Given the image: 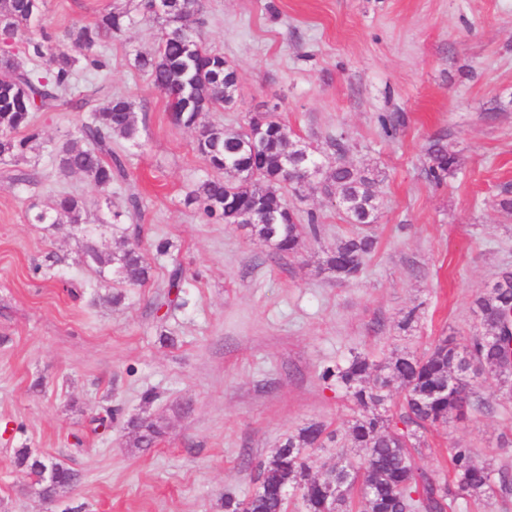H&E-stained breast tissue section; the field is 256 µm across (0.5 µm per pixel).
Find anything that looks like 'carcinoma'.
Segmentation results:
<instances>
[{
  "mask_svg": "<svg viewBox=\"0 0 512 512\" xmlns=\"http://www.w3.org/2000/svg\"><path fill=\"white\" fill-rule=\"evenodd\" d=\"M159 12L168 22L157 47L135 56L136 67L147 73L154 86L171 99V110L179 113V126L196 132L197 141L207 146L203 158L219 174L239 173L234 182L217 176L201 181L186 197L203 217L214 223L243 224L251 233L270 244L281 256L298 251L302 231L316 238L319 224L308 215L307 227L296 223V213L285 195L287 186L301 184V175L288 174L283 154L295 145L288 126L266 114L261 117L255 142L243 130L200 124L201 114L229 107L235 102L237 75L225 67L224 56L207 50L185 21L200 10L199 0H159ZM44 0H0V37H24L32 60L43 69L30 67L13 56L0 58V157L24 161L40 138L33 113L48 111L68 98L78 112L87 116L77 123L58 152L61 174L85 176L103 196L112 190L114 175L123 173L119 157L112 156V138L137 142L139 124L135 104L123 95H114L102 85L80 84V76L90 69L101 70L105 63L94 48L99 42L119 34L135 23L131 12L119 5L103 8L89 23H78L68 39L85 50L80 57L50 43L49 37H33L32 29L42 16ZM428 175L435 181L452 174L458 166L456 152L436 141L428 150ZM340 207L352 224H373L379 203L376 178L371 173L343 162L336 164L330 179ZM66 215L73 229L86 238L82 261L99 268L100 274L128 285L147 283L151 268L136 247L119 254H105L93 242L95 228L83 223L86 202L60 192L33 212V224H55L53 215ZM377 239L353 233L336 242L326 253V269L340 281L355 278L366 257L375 252ZM186 279L174 269L168 291L157 308L172 306L183 292ZM476 313L489 331L512 312V272L502 273L487 293L475 300ZM509 356L491 345L480 333L464 344L448 336L439 339L427 352H402L379 369L375 384L363 386L372 364L354 356L346 363L327 365L321 372L325 381L344 389L359 409L349 428L358 460H347L323 479L310 476L311 457L306 451L323 448L337 432L319 421H311L288 435L276 453L257 467L255 493L243 500L224 494L226 512H287L286 492L301 493L306 512H452L457 499L475 498L499 491H512V471L477 459L470 448H451L448 460L451 481L430 478L417 464L422 447L418 431L464 420L476 409L472 385L485 376L504 383L512 381ZM399 390L402 403L399 429L391 425L384 411L391 389ZM137 429V445L149 447L163 433L154 421L132 423ZM15 463L35 478L44 498H53L77 481L74 471L56 465L54 476L41 477L36 458L28 449L16 451ZM336 485V500L324 501L320 485Z\"/></svg>",
  "mask_w": 512,
  "mask_h": 512,
  "instance_id": "obj_1",
  "label": "carcinoma"
}]
</instances>
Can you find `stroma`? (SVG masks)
<instances>
[{"label":"stroma","instance_id":"obj_1","mask_svg":"<svg viewBox=\"0 0 512 512\" xmlns=\"http://www.w3.org/2000/svg\"><path fill=\"white\" fill-rule=\"evenodd\" d=\"M110 2L44 0L42 26L80 55L68 29ZM120 2L137 22L104 38L105 69L84 75L138 113L140 145L112 140L125 174L110 197L57 173L56 149L81 118L63 101L33 115L42 138L29 184L0 161V512H224L225 492L252 495L257 465L312 421L338 434L337 446L312 453V476L325 477L356 454L346 430L358 410L322 380L323 367L354 353L381 365L443 336L464 342L483 330L475 299L512 271V210L500 206L512 198V0H201L198 36L238 74L234 104L203 123L239 129L271 110L323 176L340 160L376 176L378 246L348 282L323 260L355 227L312 186L288 200L299 223L316 214L321 233L284 259L249 229L186 205L211 170L194 131L172 123L168 97L134 64L165 21L145 15L141 0ZM389 115L400 118L390 133ZM339 137L341 154L331 145ZM438 140L459 163L437 183L426 150ZM58 192L85 198L90 224L122 212L130 233L100 228L98 246H139L151 267L145 285L84 264L67 219L28 222ZM160 239L169 255H157ZM50 256L52 277L34 274ZM177 266L192 283L186 304L157 309ZM474 391L482 409L425 430L427 474L443 476L455 447L512 468V394L492 378ZM140 419L164 430L147 448L136 445ZM20 448L71 468L77 484L46 502L14 464Z\"/></svg>","mask_w":512,"mask_h":512}]
</instances>
